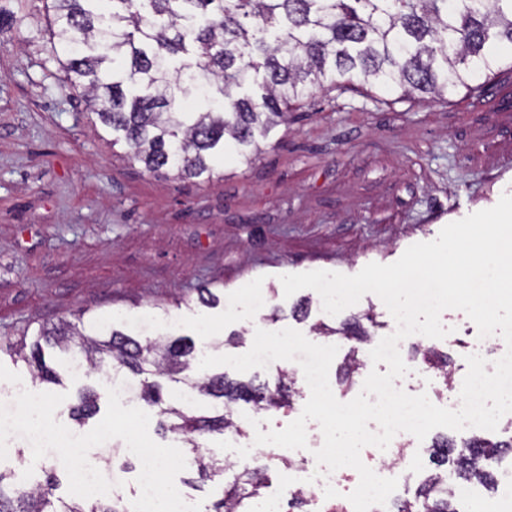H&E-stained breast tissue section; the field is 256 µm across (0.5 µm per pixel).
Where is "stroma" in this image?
Masks as SVG:
<instances>
[{"label": "stroma", "instance_id": "stroma-1", "mask_svg": "<svg viewBox=\"0 0 512 512\" xmlns=\"http://www.w3.org/2000/svg\"><path fill=\"white\" fill-rule=\"evenodd\" d=\"M14 26L0 48V403L20 389L75 393L100 374L34 381L7 345L61 320H108L192 339L201 354L227 341L247 352L256 329L292 328L313 343L327 322L319 295L285 296L281 275L358 273L390 264L447 224L512 194V44L477 90L436 102L374 86L324 90L290 112L249 166L225 161L220 181L157 176L130 163L63 85L52 53L53 0H0ZM208 288L220 302L197 303ZM266 307L254 313V295ZM308 301L306 318L294 316ZM90 463L132 499L136 469Z\"/></svg>", "mask_w": 512, "mask_h": 512}]
</instances>
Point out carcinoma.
Here are the masks:
<instances>
[{
  "instance_id": "obj_1",
  "label": "carcinoma",
  "mask_w": 512,
  "mask_h": 512,
  "mask_svg": "<svg viewBox=\"0 0 512 512\" xmlns=\"http://www.w3.org/2000/svg\"><path fill=\"white\" fill-rule=\"evenodd\" d=\"M52 38L67 55L64 83L97 102L93 110L112 143L124 142L128 158L150 173L181 178H224L220 162L249 165L288 112L329 85L340 91L371 83L410 98L435 100L491 75L500 58L491 49L512 43V0H53ZM357 321L338 329L362 342L369 328ZM9 348L34 379L60 384L45 349L74 370L117 371L134 397L157 416L161 433L191 445L187 470L204 482L224 476V460L198 440L243 434L233 418L240 401L257 411L289 409L290 380L275 388L201 372L187 338L133 337L101 322L86 330L71 322L41 326ZM420 362L448 384V356L430 348ZM175 386L174 400L164 391ZM103 393L77 389L71 415L79 425L95 417ZM209 403L206 414L197 403ZM512 453V440L475 437L458 445L445 438L430 447L433 465L414 496L393 512H461L448 477L495 485L491 464ZM288 460L261 458L223 485L208 512H254L267 481ZM59 479L15 482L0 470V512H127L123 498L94 501L55 495Z\"/></svg>"
}]
</instances>
